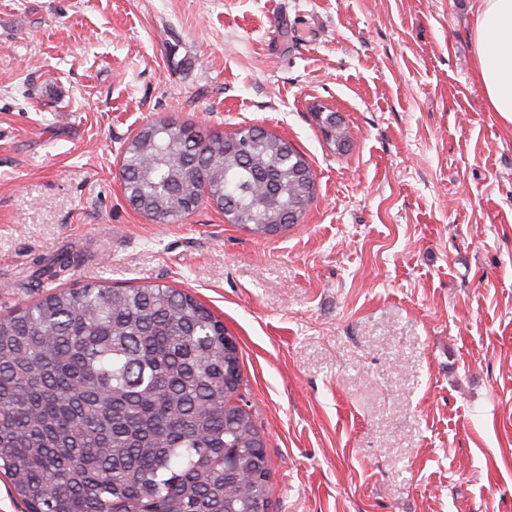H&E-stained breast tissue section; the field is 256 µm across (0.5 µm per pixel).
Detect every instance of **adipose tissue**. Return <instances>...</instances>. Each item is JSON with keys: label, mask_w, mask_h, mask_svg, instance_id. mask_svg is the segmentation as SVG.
<instances>
[{"label": "adipose tissue", "mask_w": 512, "mask_h": 512, "mask_svg": "<svg viewBox=\"0 0 512 512\" xmlns=\"http://www.w3.org/2000/svg\"><path fill=\"white\" fill-rule=\"evenodd\" d=\"M472 44L489 111L512 123V0H477Z\"/></svg>", "instance_id": "obj_1"}]
</instances>
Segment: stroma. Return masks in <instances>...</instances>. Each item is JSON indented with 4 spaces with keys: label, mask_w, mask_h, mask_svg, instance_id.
Listing matches in <instances>:
<instances>
[{
    "label": "stroma",
    "mask_w": 512,
    "mask_h": 512,
    "mask_svg": "<svg viewBox=\"0 0 512 512\" xmlns=\"http://www.w3.org/2000/svg\"><path fill=\"white\" fill-rule=\"evenodd\" d=\"M474 24V0H0V316L185 290L237 341L275 512H512V124ZM163 119L283 137L312 205L265 235L209 203L155 223L120 167ZM78 256L76 255L74 262L71 263L69 258L65 257L60 259V263L63 265H60L59 258H54L51 261L45 262V259L41 257H35L32 260L33 268L32 274L30 275L31 281L28 282L26 285V288H30L32 286H38L41 282H44V280H48L51 278H55L60 272L68 269L70 266L77 263ZM71 263V264H69ZM69 264V265H68ZM45 278V279H43ZM37 282V283H35Z\"/></svg>",
    "instance_id": "35a3bbf8"
}]
</instances>
